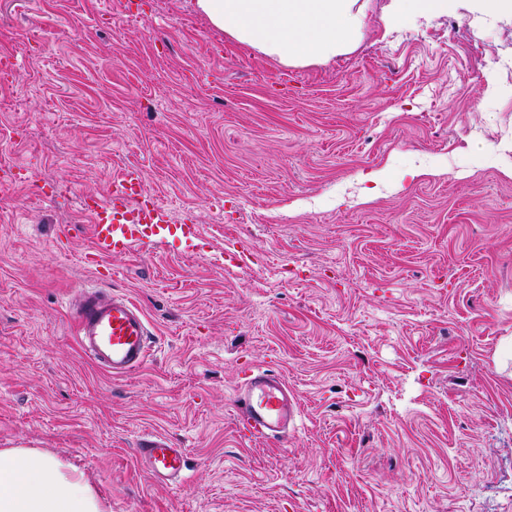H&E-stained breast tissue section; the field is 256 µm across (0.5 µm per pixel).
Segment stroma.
I'll list each match as a JSON object with an SVG mask.
<instances>
[{"mask_svg": "<svg viewBox=\"0 0 512 512\" xmlns=\"http://www.w3.org/2000/svg\"><path fill=\"white\" fill-rule=\"evenodd\" d=\"M389 3L294 66L195 0H0V449L108 512H512V16ZM128 165L171 231L106 277L83 202ZM83 288L143 309L141 370L83 355ZM255 367L299 396L287 442L236 430ZM145 433L186 482L135 465ZM388 21L402 23L408 19L431 15L453 13L461 0H391ZM134 457L143 471L164 485L179 486L188 470L185 449L172 447L163 438L143 440L134 448Z\"/></svg>", "mask_w": 512, "mask_h": 512, "instance_id": "obj_1", "label": "stroma"}]
</instances>
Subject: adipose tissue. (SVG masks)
<instances>
[{"instance_id":"obj_1","label":"adipose tissue","mask_w":512,"mask_h":512,"mask_svg":"<svg viewBox=\"0 0 512 512\" xmlns=\"http://www.w3.org/2000/svg\"><path fill=\"white\" fill-rule=\"evenodd\" d=\"M357 0H196L217 29L284 63L342 53L363 35ZM0 512H105L89 483L47 454L0 451Z\"/></svg>"}]
</instances>
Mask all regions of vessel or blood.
Masks as SVG:
<instances>
[{
    "label": "vessel or blood",
    "mask_w": 512,
    "mask_h": 512,
    "mask_svg": "<svg viewBox=\"0 0 512 512\" xmlns=\"http://www.w3.org/2000/svg\"><path fill=\"white\" fill-rule=\"evenodd\" d=\"M91 213L90 254L99 261L127 253L133 245L153 242L162 231L159 210L149 204L142 173L133 165L115 177L109 198L96 201ZM71 315L80 348L100 369L123 377L147 364L151 356L148 320L130 298L84 289L75 297ZM235 402L239 424L263 442L286 438L301 412L287 380L260 368L252 370ZM134 457L157 483L177 486L185 478L184 449L172 447L165 439L142 441Z\"/></svg>",
    "instance_id": "1"
}]
</instances>
